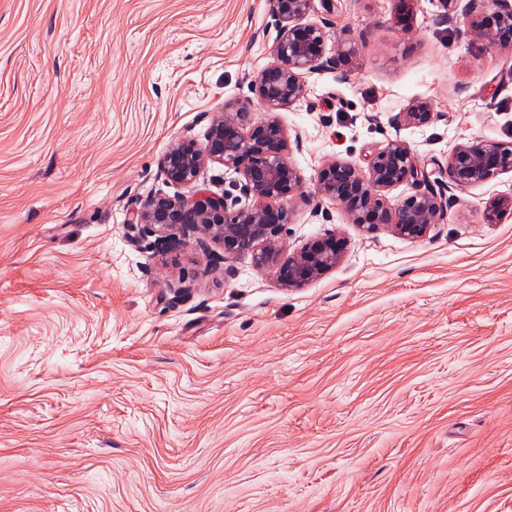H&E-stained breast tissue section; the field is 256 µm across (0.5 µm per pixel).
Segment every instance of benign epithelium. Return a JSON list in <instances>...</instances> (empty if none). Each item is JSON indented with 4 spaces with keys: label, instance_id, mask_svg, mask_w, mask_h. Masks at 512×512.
<instances>
[{
    "label": "benign epithelium",
    "instance_id": "benign-epithelium-1",
    "mask_svg": "<svg viewBox=\"0 0 512 512\" xmlns=\"http://www.w3.org/2000/svg\"><path fill=\"white\" fill-rule=\"evenodd\" d=\"M413 0H400L394 26L412 28ZM443 21L462 19L464 32L490 48H512V0H442ZM275 20L274 62L250 82L253 97L224 103L213 115L204 140L173 142L159 162L169 183L186 186L191 194L152 195L140 203L129 220L148 224L160 245H185L186 234H196L205 248L214 242L224 249V260L250 253L260 267L272 269L281 287L291 290L322 277L341 261L345 242L334 233L283 256L281 232L289 223L288 202L295 196L326 197L336 201L351 223L367 231L383 225L406 239L427 236L447 210L445 195L430 185L429 175L401 139L389 141L368 159L367 168L334 159L319 171L314 190L308 192L292 162L302 149L299 136H290L275 113L304 97L305 75L334 70L345 79L347 57L325 55L324 25L311 20L315 0H269ZM266 112L256 119L255 109ZM438 113L424 102L413 103L395 118L399 126L423 127L435 123ZM220 164L238 178L219 194L199 184L203 169ZM448 188L467 190L512 171V142L472 139L456 145L446 162ZM402 184L416 191L393 202L387 192ZM512 210V198L488 202L487 219Z\"/></svg>",
    "mask_w": 512,
    "mask_h": 512
}]
</instances>
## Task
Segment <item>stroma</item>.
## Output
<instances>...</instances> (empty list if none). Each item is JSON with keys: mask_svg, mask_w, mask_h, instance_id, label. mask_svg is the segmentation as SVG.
<instances>
[{"mask_svg": "<svg viewBox=\"0 0 512 512\" xmlns=\"http://www.w3.org/2000/svg\"><path fill=\"white\" fill-rule=\"evenodd\" d=\"M335 0L276 117L305 186L394 138L423 164L512 142V50L414 0ZM267 0H0V512H512V171L448 191L419 240L296 198L281 243L341 262L284 290L135 203L273 60ZM438 120L395 123L414 101Z\"/></svg>", "mask_w": 512, "mask_h": 512, "instance_id": "35a3bbf8", "label": "stroma"}]
</instances>
